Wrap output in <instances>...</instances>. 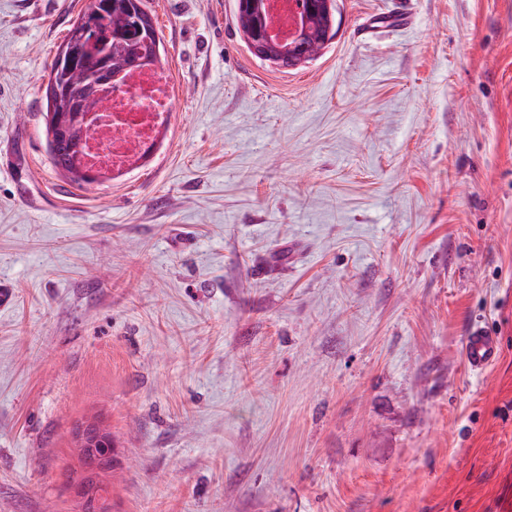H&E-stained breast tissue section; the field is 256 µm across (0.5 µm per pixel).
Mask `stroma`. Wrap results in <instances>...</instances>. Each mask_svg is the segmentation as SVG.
Returning a JSON list of instances; mask_svg holds the SVG:
<instances>
[{"label":"stroma","instance_id":"35a3bbf8","mask_svg":"<svg viewBox=\"0 0 512 512\" xmlns=\"http://www.w3.org/2000/svg\"><path fill=\"white\" fill-rule=\"evenodd\" d=\"M146 2L171 121L80 185L43 113L88 0H0V512H80L91 416L112 512H512V0H337L292 71ZM464 357L472 371L481 372L490 368L499 358V344L496 337L481 327H472L466 336ZM76 440L87 453V461L91 469H98L112 463L116 448L112 445V436L93 425L78 428L75 433Z\"/></svg>","mask_w":512,"mask_h":512}]
</instances>
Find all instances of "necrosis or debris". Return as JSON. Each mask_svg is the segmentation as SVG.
I'll return each mask as SVG.
<instances>
[{
  "mask_svg": "<svg viewBox=\"0 0 512 512\" xmlns=\"http://www.w3.org/2000/svg\"><path fill=\"white\" fill-rule=\"evenodd\" d=\"M173 86L161 65L123 74L107 96L112 119L88 128L81 163L91 172L119 175L133 170L171 118Z\"/></svg>",
  "mask_w": 512,
  "mask_h": 512,
  "instance_id": "1",
  "label": "necrosis or debris"
}]
</instances>
